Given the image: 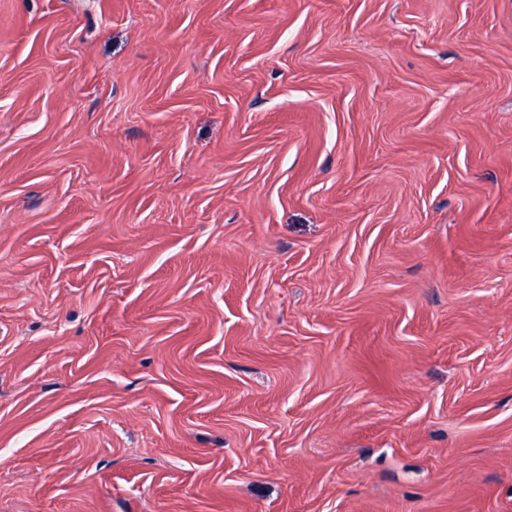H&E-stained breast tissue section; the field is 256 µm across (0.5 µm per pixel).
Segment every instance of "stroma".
I'll return each mask as SVG.
<instances>
[{
  "mask_svg": "<svg viewBox=\"0 0 512 512\" xmlns=\"http://www.w3.org/2000/svg\"><path fill=\"white\" fill-rule=\"evenodd\" d=\"M0 512H512V0H0Z\"/></svg>",
  "mask_w": 512,
  "mask_h": 512,
  "instance_id": "obj_1",
  "label": "stroma"
}]
</instances>
